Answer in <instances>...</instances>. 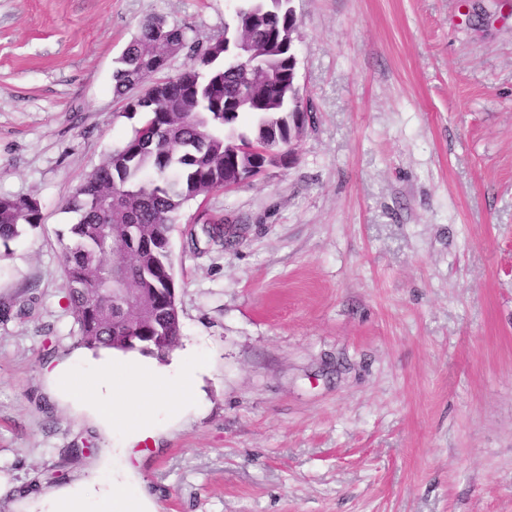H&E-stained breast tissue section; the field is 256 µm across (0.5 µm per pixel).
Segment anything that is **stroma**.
I'll return each mask as SVG.
<instances>
[{"mask_svg":"<svg viewBox=\"0 0 512 512\" xmlns=\"http://www.w3.org/2000/svg\"><path fill=\"white\" fill-rule=\"evenodd\" d=\"M239 4L0 0V196L43 214L0 260V310L29 306L0 318V512L90 482L153 512H512V0H293L292 160L170 232L193 402L128 448L86 396L113 353L78 343L60 236L135 126L115 61Z\"/></svg>","mask_w":512,"mask_h":512,"instance_id":"stroma-1","label":"stroma"}]
</instances>
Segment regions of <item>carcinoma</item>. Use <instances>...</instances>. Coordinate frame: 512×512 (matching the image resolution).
<instances>
[{"instance_id": "carcinoma-1", "label": "carcinoma", "mask_w": 512, "mask_h": 512, "mask_svg": "<svg viewBox=\"0 0 512 512\" xmlns=\"http://www.w3.org/2000/svg\"><path fill=\"white\" fill-rule=\"evenodd\" d=\"M286 6L276 0H244L248 26L241 37L259 50L288 43ZM188 44L183 29L151 18L127 44L113 72V92L127 97V111L141 115L132 135L87 176L67 201L75 214L63 242L68 306L80 345L92 350L139 352L165 359L179 343L181 318L171 274L170 228L183 207L200 196L253 175L275 156L253 151L269 134L288 142L296 112L287 86L294 69L290 51L271 52L262 70L247 69L228 42L218 38L175 77L146 92H130L161 71L157 57ZM251 119L250 136L239 131ZM41 223L32 198L0 196V259L10 244ZM121 272L135 305L112 313V273ZM137 336L127 342L128 331Z\"/></svg>"}]
</instances>
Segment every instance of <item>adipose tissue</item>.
Masks as SVG:
<instances>
[{
  "label": "adipose tissue",
  "mask_w": 512,
  "mask_h": 512,
  "mask_svg": "<svg viewBox=\"0 0 512 512\" xmlns=\"http://www.w3.org/2000/svg\"><path fill=\"white\" fill-rule=\"evenodd\" d=\"M203 368V360L192 353L172 369L128 361L101 368L91 392L111 413L113 423L124 427L127 444L134 446L155 431L157 393L175 387L182 394H189Z\"/></svg>",
  "instance_id": "adipose-tissue-1"
}]
</instances>
